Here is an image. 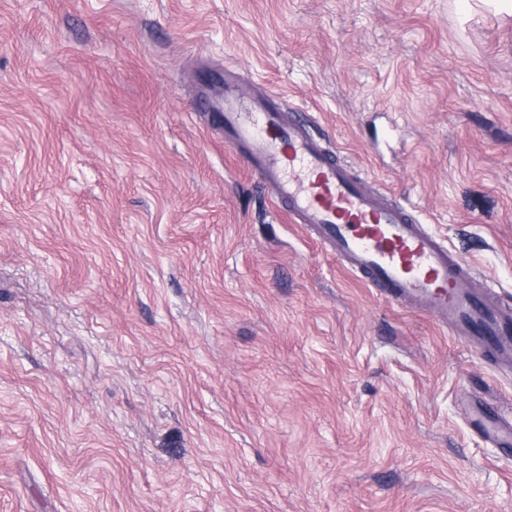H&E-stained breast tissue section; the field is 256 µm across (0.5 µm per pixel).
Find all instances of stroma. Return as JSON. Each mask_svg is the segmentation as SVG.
Here are the masks:
<instances>
[{
	"label": "stroma",
	"mask_w": 512,
	"mask_h": 512,
	"mask_svg": "<svg viewBox=\"0 0 512 512\" xmlns=\"http://www.w3.org/2000/svg\"><path fill=\"white\" fill-rule=\"evenodd\" d=\"M227 64L512 302L495 0H0V512H512V372L289 223ZM473 427L482 433L496 447L512 453V421H507L496 401L488 402L478 398L475 408L469 413Z\"/></svg>",
	"instance_id": "obj_1"
}]
</instances>
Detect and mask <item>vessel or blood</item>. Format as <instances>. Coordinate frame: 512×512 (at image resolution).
<instances>
[{
  "mask_svg": "<svg viewBox=\"0 0 512 512\" xmlns=\"http://www.w3.org/2000/svg\"><path fill=\"white\" fill-rule=\"evenodd\" d=\"M197 109L217 116L224 143L241 153L291 223L304 225L341 266L452 335L478 340L492 364L512 370V304L474 266L429 231L415 207L357 174L296 119L283 97L234 67L198 89ZM470 423L494 446L512 449V421L477 399Z\"/></svg>",
  "mask_w": 512,
  "mask_h": 512,
  "instance_id": "b4317fda",
  "label": "vessel or blood"
}]
</instances>
